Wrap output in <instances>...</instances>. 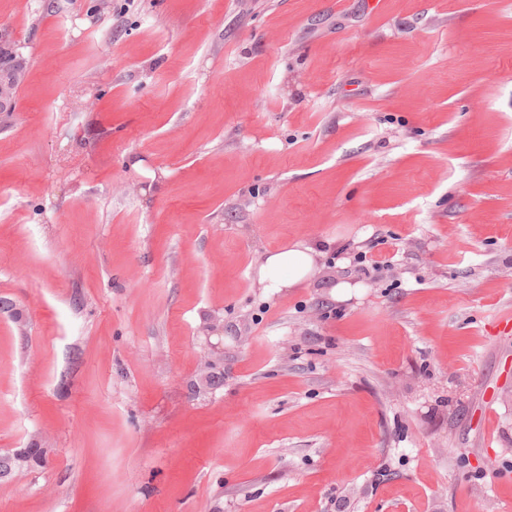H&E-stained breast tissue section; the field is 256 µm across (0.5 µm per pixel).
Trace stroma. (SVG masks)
Here are the masks:
<instances>
[{
	"instance_id": "obj_1",
	"label": "stroma",
	"mask_w": 512,
	"mask_h": 512,
	"mask_svg": "<svg viewBox=\"0 0 512 512\" xmlns=\"http://www.w3.org/2000/svg\"><path fill=\"white\" fill-rule=\"evenodd\" d=\"M374 2L0 0V512H512V0ZM20 58L13 51L6 58L0 50V111L11 110L15 102V79L19 69ZM319 255L317 247L303 242L271 253L259 270V281L273 291L293 288L307 279ZM283 271H288V279L282 277Z\"/></svg>"
}]
</instances>
